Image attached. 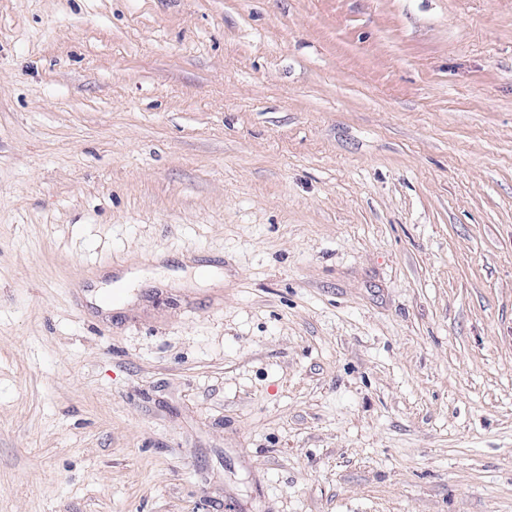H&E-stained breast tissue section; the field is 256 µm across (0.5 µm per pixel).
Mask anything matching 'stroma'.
<instances>
[{"label":"stroma","mask_w":512,"mask_h":512,"mask_svg":"<svg viewBox=\"0 0 512 512\" xmlns=\"http://www.w3.org/2000/svg\"><path fill=\"white\" fill-rule=\"evenodd\" d=\"M0 512H512V0H0Z\"/></svg>","instance_id":"obj_1"}]
</instances>
